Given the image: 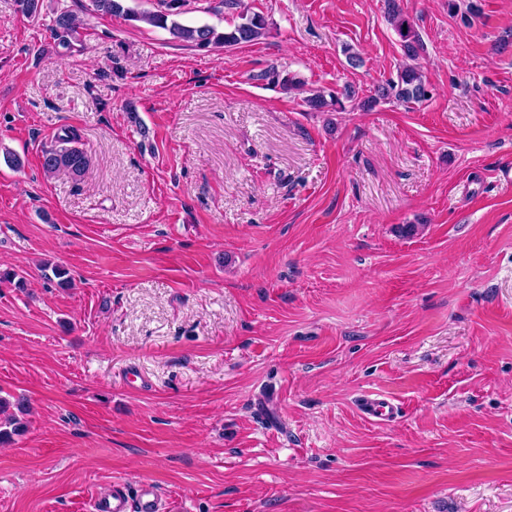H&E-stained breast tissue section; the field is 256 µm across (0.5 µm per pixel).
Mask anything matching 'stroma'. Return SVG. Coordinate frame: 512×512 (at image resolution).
<instances>
[{
    "instance_id": "35a3bbf8",
    "label": "stroma",
    "mask_w": 512,
    "mask_h": 512,
    "mask_svg": "<svg viewBox=\"0 0 512 512\" xmlns=\"http://www.w3.org/2000/svg\"><path fill=\"white\" fill-rule=\"evenodd\" d=\"M472 1L402 0L428 101L310 112L252 73L372 95L404 60L385 0H245L267 34L209 51L0 0V270L26 278L0 287V397L28 405L0 512L142 481L172 512H512V0ZM67 130L90 166L46 175ZM81 21L69 11H61L54 19L52 33L58 41V45L64 49L72 47V39H76L78 30L81 28ZM251 79L261 82L264 86L278 88L285 94L299 90L303 82L285 67L267 66L265 69L251 75ZM363 413L380 422L391 421L395 418L397 409L391 399L367 397L361 402Z\"/></svg>"
}]
</instances>
